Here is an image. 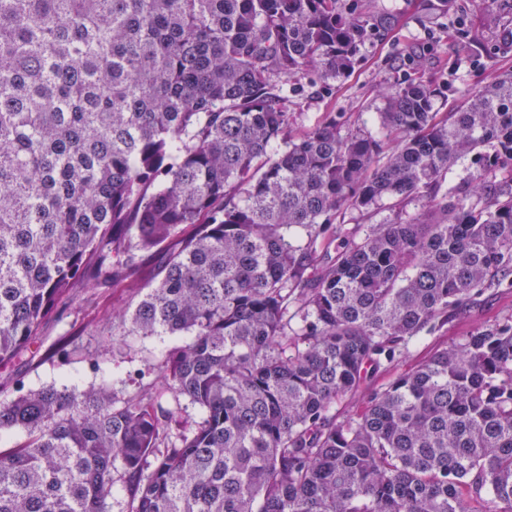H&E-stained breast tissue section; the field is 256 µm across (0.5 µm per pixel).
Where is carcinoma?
<instances>
[{"label":"carcinoma","mask_w":512,"mask_h":512,"mask_svg":"<svg viewBox=\"0 0 512 512\" xmlns=\"http://www.w3.org/2000/svg\"><path fill=\"white\" fill-rule=\"evenodd\" d=\"M377 28L350 0H0V366L76 281L135 291L119 335L188 337L155 392L1 401L0 512H108L119 480L130 512H512V321L336 410L512 288L511 72L445 116L420 72L382 87L375 134L293 128L288 85Z\"/></svg>","instance_id":"obj_1"}]
</instances>
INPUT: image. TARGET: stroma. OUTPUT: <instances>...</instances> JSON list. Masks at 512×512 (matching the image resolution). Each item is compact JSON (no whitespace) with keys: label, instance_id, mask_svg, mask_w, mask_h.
Here are the masks:
<instances>
[{"label":"stroma","instance_id":"obj_1","mask_svg":"<svg viewBox=\"0 0 512 512\" xmlns=\"http://www.w3.org/2000/svg\"><path fill=\"white\" fill-rule=\"evenodd\" d=\"M363 12L381 19L377 33L359 48L348 75L321 85L301 80L288 109L304 125L322 113L362 118L366 131L378 128L385 101L380 85L399 83L416 66L435 81V100L448 111L453 100L480 89L494 75L512 70V0L484 10L479 0H359ZM134 291L120 286L73 288L42 328L34 358L0 369V402L19 390L49 385L84 390L102 385L117 393L158 387L159 366L173 345L170 336H118L112 315L134 305ZM512 318V289H491L482 305L467 309L434 334L413 341L382 367L368 390L386 386L423 362L434 350L461 342L475 328Z\"/></svg>","mask_w":512,"mask_h":512}]
</instances>
